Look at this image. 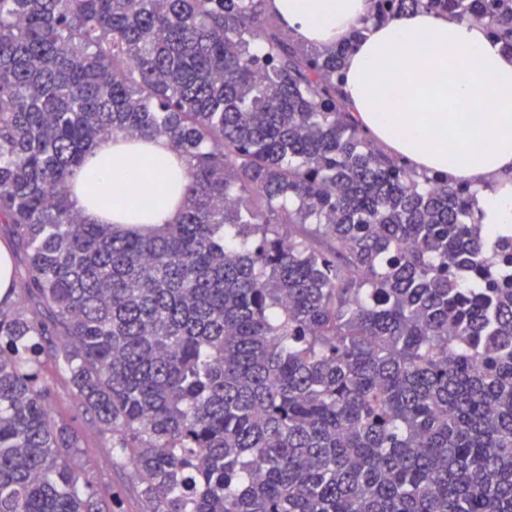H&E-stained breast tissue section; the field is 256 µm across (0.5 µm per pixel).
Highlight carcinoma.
I'll return each instance as SVG.
<instances>
[{
	"label": "carcinoma",
	"instance_id": "obj_1",
	"mask_svg": "<svg viewBox=\"0 0 512 512\" xmlns=\"http://www.w3.org/2000/svg\"><path fill=\"white\" fill-rule=\"evenodd\" d=\"M434 10L512 52V0ZM340 47L265 0H0V512H115L53 414L63 375L141 512H512V238L377 148ZM188 164L175 224H89L112 139ZM13 262L10 254V248L6 243L0 242V299L7 296L12 288Z\"/></svg>",
	"mask_w": 512,
	"mask_h": 512
}]
</instances>
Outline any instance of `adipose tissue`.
Returning <instances> with one entry per match:
<instances>
[{"mask_svg":"<svg viewBox=\"0 0 512 512\" xmlns=\"http://www.w3.org/2000/svg\"><path fill=\"white\" fill-rule=\"evenodd\" d=\"M369 0H268L301 42L337 45L366 33L342 65V90L359 121L417 171L474 185L473 209L492 234H512V52L478 22L409 11L364 26ZM490 104L487 112L478 111ZM186 164L165 139L104 141L72 178L71 199L87 223H175L181 193L170 172ZM95 187L100 203L87 201Z\"/></svg>","mask_w":512,"mask_h":512,"instance_id":"adipose-tissue-1","label":"adipose tissue"}]
</instances>
